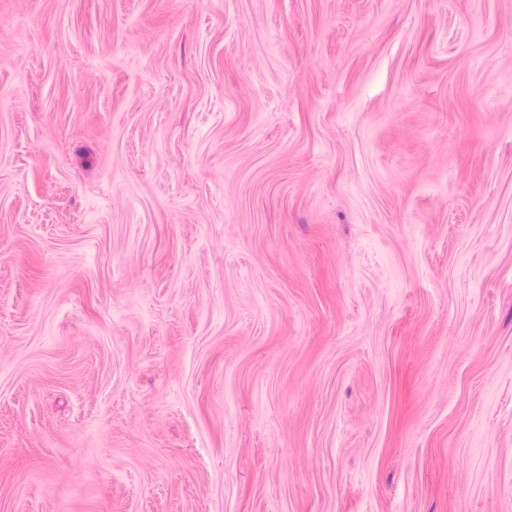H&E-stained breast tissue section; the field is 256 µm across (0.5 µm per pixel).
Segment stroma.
I'll list each match as a JSON object with an SVG mask.
<instances>
[{
	"mask_svg": "<svg viewBox=\"0 0 512 512\" xmlns=\"http://www.w3.org/2000/svg\"><path fill=\"white\" fill-rule=\"evenodd\" d=\"M0 512H512V0H0Z\"/></svg>",
	"mask_w": 512,
	"mask_h": 512,
	"instance_id": "obj_1",
	"label": "stroma"
}]
</instances>
